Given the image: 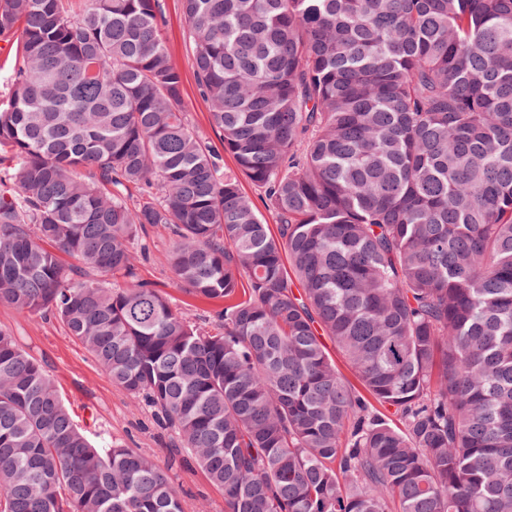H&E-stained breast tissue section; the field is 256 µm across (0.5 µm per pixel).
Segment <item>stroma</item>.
I'll list each match as a JSON object with an SVG mask.
<instances>
[{
	"label": "stroma",
	"instance_id": "1",
	"mask_svg": "<svg viewBox=\"0 0 512 512\" xmlns=\"http://www.w3.org/2000/svg\"><path fill=\"white\" fill-rule=\"evenodd\" d=\"M163 34L177 61L183 80V106L197 132L214 147H221L213 129L208 103L201 97L194 79V66L187 43L188 23L181 0H161ZM169 233L163 226L147 227L136 248L138 277L166 292L179 307L195 312L199 322H208L216 303L195 298L177 288L168 261ZM0 328L11 330L19 343L42 361L53 375L77 423L95 441H116L125 447L154 457L168 469L182 497L184 512H224V496L206 475L169 450L171 436L153 412L100 368L95 359L54 318L39 319L0 305Z\"/></svg>",
	"mask_w": 512,
	"mask_h": 512
}]
</instances>
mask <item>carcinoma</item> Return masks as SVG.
I'll list each match as a JSON object with an SVG mask.
<instances>
[{"instance_id": "cac0c4a2", "label": "carcinoma", "mask_w": 512, "mask_h": 512, "mask_svg": "<svg viewBox=\"0 0 512 512\" xmlns=\"http://www.w3.org/2000/svg\"><path fill=\"white\" fill-rule=\"evenodd\" d=\"M182 2L236 175L160 0H0V304L58 318L224 512H512V0ZM147 224L212 326L138 279ZM0 512H183L7 329ZM182 0H161L164 15L163 34L171 55L180 66L183 80V106L197 132L224 155V170H236L232 157L224 154L219 134L213 129L208 103L201 97L194 79V66L187 43L188 23Z\"/></svg>"}]
</instances>
